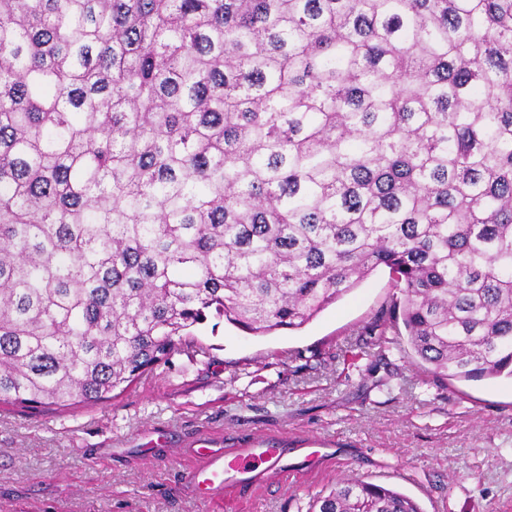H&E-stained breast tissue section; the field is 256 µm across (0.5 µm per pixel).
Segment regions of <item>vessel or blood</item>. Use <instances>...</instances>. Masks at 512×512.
I'll return each instance as SVG.
<instances>
[{
  "instance_id": "1",
  "label": "vessel or blood",
  "mask_w": 512,
  "mask_h": 512,
  "mask_svg": "<svg viewBox=\"0 0 512 512\" xmlns=\"http://www.w3.org/2000/svg\"><path fill=\"white\" fill-rule=\"evenodd\" d=\"M200 454L204 460L201 468L207 490L214 491L227 486L229 481L240 482L256 471L280 470L284 452L279 448H247L228 456L220 448H204Z\"/></svg>"
}]
</instances>
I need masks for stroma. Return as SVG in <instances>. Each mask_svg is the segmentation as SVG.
<instances>
[{
    "mask_svg": "<svg viewBox=\"0 0 512 512\" xmlns=\"http://www.w3.org/2000/svg\"><path fill=\"white\" fill-rule=\"evenodd\" d=\"M394 288L387 270L302 329L247 334L209 316L117 398L64 409L0 406V512H306L339 479L390 485L423 512H512V378L448 380L365 331ZM359 362H352V354ZM309 449L302 475L202 500L198 448Z\"/></svg>",
    "mask_w": 512,
    "mask_h": 512,
    "instance_id": "35a3bbf8",
    "label": "stroma"
}]
</instances>
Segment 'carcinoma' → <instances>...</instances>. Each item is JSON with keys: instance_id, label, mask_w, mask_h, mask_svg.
Masks as SVG:
<instances>
[{"instance_id": "carcinoma-1", "label": "carcinoma", "mask_w": 512, "mask_h": 512, "mask_svg": "<svg viewBox=\"0 0 512 512\" xmlns=\"http://www.w3.org/2000/svg\"><path fill=\"white\" fill-rule=\"evenodd\" d=\"M381 267L376 343L512 377V0H0V404L108 401Z\"/></svg>"}]
</instances>
